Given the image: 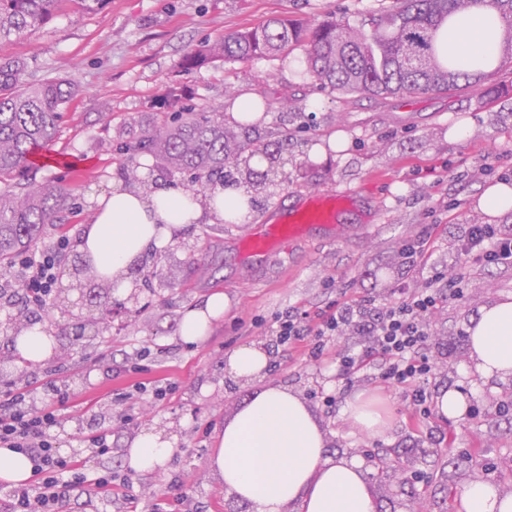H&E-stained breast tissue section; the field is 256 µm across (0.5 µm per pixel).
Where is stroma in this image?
<instances>
[{
  "instance_id": "obj_1",
  "label": "stroma",
  "mask_w": 512,
  "mask_h": 512,
  "mask_svg": "<svg viewBox=\"0 0 512 512\" xmlns=\"http://www.w3.org/2000/svg\"><path fill=\"white\" fill-rule=\"evenodd\" d=\"M378 7V0H106L102 9L82 12L67 0L49 23L9 44L8 54L26 61L34 79L62 76L78 88L49 148L64 163L38 170L41 178L75 185L77 207L64 225L46 227L43 249L62 237L76 242L96 198L118 178L108 143L125 141L130 130L172 111L170 87L182 88L185 103L201 107L228 104L245 91L258 95L266 121L229 123L230 142L246 135L273 142L282 130L291 133L275 174L253 191L246 222L185 225L156 256L144 258L157 270L150 284L133 277L131 292L119 298L123 311L87 327L85 337H76L72 325L87 314L88 290L101 283L92 271L74 274L72 257L58 267L63 293L55 310L0 303V323L12 321L10 328L0 326V396L25 390L39 401L60 388L61 453L80 454L88 472L109 470L126 479L110 498L90 487L74 489L61 512H252L225 492L209 466L225 419L260 388L224 376L227 354L250 344L270 355L266 382L309 402L329 434L331 457L350 459L369 449L377 512H414L422 503L427 512H457L460 494L474 481L512 491V416L497 412L500 402L512 399V377L487 380L465 371L467 328L481 307L512 295V268L468 267L455 250L463 225H512V211L491 217L476 205L489 185L512 183V68L494 75L506 92L492 100L472 88L379 98L323 89L299 50L181 69L201 43L269 18L341 15L357 26ZM286 95L296 109L282 106ZM460 126L465 135H456ZM335 132L346 139L339 152L328 148ZM331 189H350L360 198L358 209L344 215L339 235L294 242L267 269L238 257V238L262 224L276 204ZM430 224L440 227L431 261L448 275L463 274L465 296L444 300L430 318L436 367L428 387L434 396L457 389L477 401L482 413L475 418L410 421L398 391L375 376L346 386L334 362L306 361L272 333L274 315L290 307L313 311L367 289L389 295L401 243ZM215 292L229 298L228 312L205 340L183 343L184 312ZM35 318L55 336V348L49 360L25 366L13 339ZM143 349L147 372H131ZM138 380L173 391L162 401H114L116 391ZM327 395L333 405L324 404ZM359 395L383 412V436L369 437L344 418L343 407ZM102 427L111 433L112 451L99 456L84 441ZM148 429L171 440L174 451L164 468L143 473L129 466L126 452ZM391 458L397 469L379 476V460ZM407 470L423 473L426 482L404 483Z\"/></svg>"
}]
</instances>
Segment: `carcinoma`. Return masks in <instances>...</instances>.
I'll return each instance as SVG.
<instances>
[{"label": "carcinoma", "instance_id": "carcinoma-1", "mask_svg": "<svg viewBox=\"0 0 512 512\" xmlns=\"http://www.w3.org/2000/svg\"><path fill=\"white\" fill-rule=\"evenodd\" d=\"M64 0H0V269H6L41 239L47 225L63 223L75 209L68 185L29 178L34 157L54 142L64 110L76 95L61 78L34 80L25 62L6 52L7 45L32 28L46 24ZM492 7L501 30L502 62L512 63V0H393L380 8L364 31L335 18L270 19L228 33L190 53L182 67L190 70L215 61L248 62L303 48L310 76L320 87L373 96L451 92L461 86L490 88L493 73L470 71L443 51V27L474 8ZM224 106L214 109L182 105L133 134L116 158L121 176L149 188L138 177L137 157L147 153L168 172L191 171L195 183L212 191L224 166L259 155L260 171L246 167L259 185L279 164L265 143L226 144Z\"/></svg>", "mask_w": 512, "mask_h": 512}]
</instances>
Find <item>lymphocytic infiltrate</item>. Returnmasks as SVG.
<instances>
[{
    "mask_svg": "<svg viewBox=\"0 0 512 512\" xmlns=\"http://www.w3.org/2000/svg\"><path fill=\"white\" fill-rule=\"evenodd\" d=\"M438 230V225H428L425 233L401 245L393 297L366 292L340 297L314 312L284 310L274 318L273 331L279 342L302 351L308 361H334L337 377L349 383L364 371L375 370L382 384L399 390L411 417L429 418L428 382L435 365L427 347L429 319L444 297H464L462 275L445 277L429 263ZM455 247L464 263L512 267V226L466 225ZM66 248L61 241L52 251L19 259L20 286L28 305L39 306L49 296ZM420 268L429 272L426 286L410 287L409 273ZM343 336L351 337V344L338 345ZM54 403L48 397L42 404H33L23 391L0 401V447L26 454L37 477L35 486L13 490L12 512H58L67 491L84 484L100 493L112 489V474L87 473L78 456L60 453L55 434L60 422Z\"/></svg>",
    "mask_w": 512,
    "mask_h": 512,
    "instance_id": "lymphocytic-infiltrate-1",
    "label": "lymphocytic infiltrate"
}]
</instances>
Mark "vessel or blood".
<instances>
[{
	"instance_id": "vessel-or-blood-1",
	"label": "vessel or blood",
	"mask_w": 512,
	"mask_h": 512,
	"mask_svg": "<svg viewBox=\"0 0 512 512\" xmlns=\"http://www.w3.org/2000/svg\"><path fill=\"white\" fill-rule=\"evenodd\" d=\"M357 203L354 193L308 194L292 207L276 210L272 219L243 241L242 252L255 266L270 264L288 244L314 231L337 230L342 213Z\"/></svg>"
}]
</instances>
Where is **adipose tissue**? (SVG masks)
I'll use <instances>...</instances> for the list:
<instances>
[{"label": "adipose tissue", "instance_id": "adipose-tissue-1", "mask_svg": "<svg viewBox=\"0 0 512 512\" xmlns=\"http://www.w3.org/2000/svg\"><path fill=\"white\" fill-rule=\"evenodd\" d=\"M496 13L476 9L445 34V50L467 69H480L499 54ZM245 190L223 188L214 199L172 188L144 193L134 185L114 186L99 196L93 215L77 243L90 257L100 281L117 291L131 288L130 270L143 256L164 248L184 225L213 224L249 213ZM229 307L224 294L209 297L185 312L180 326L184 342L203 340L212 320ZM473 370L482 377L512 375V296L482 307L467 330ZM269 357L263 347L231 351L225 369L235 380L264 378ZM326 432L304 398L280 385L249 397L224 422L210 457L226 493L251 505L253 512H376L362 463L328 455ZM173 444L143 431L128 450L130 466L140 472L162 468ZM463 512H512V492L484 481L470 483L461 497Z\"/></svg>", "mask_w": 512, "mask_h": 512}]
</instances>
